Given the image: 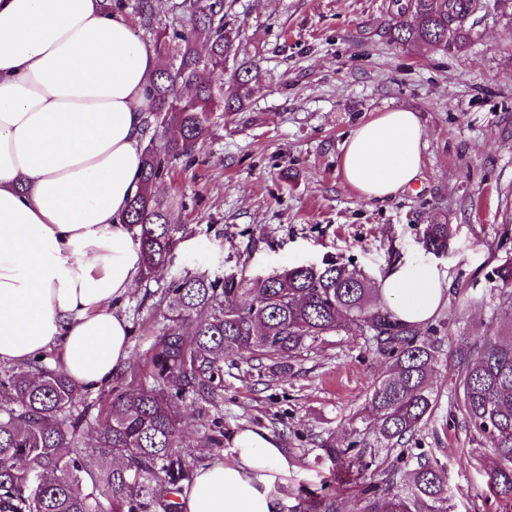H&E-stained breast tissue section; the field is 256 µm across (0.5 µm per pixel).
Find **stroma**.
Masks as SVG:
<instances>
[{
	"mask_svg": "<svg viewBox=\"0 0 512 512\" xmlns=\"http://www.w3.org/2000/svg\"><path fill=\"white\" fill-rule=\"evenodd\" d=\"M226 26L239 62L261 69L242 109L210 114L207 137L187 156L168 157L154 186L171 221L184 225L169 266L137 280L116 306L136 363L169 313L171 280L205 275L263 277L333 259L377 280L393 258L438 264L447 300L423 335L440 340L437 404L412 439L376 454L374 469L410 472L436 461L450 512H502L482 462L485 439L466 429L453 403L460 355L491 326L499 303L492 281L512 258V6L485 0L466 50L393 43L392 0H227ZM405 108L424 128L416 182L386 201L362 199L337 162L345 140L377 114ZM449 225L448 250L428 252V225ZM388 366L360 336L329 335L292 357L224 361V399L214 410L224 436L245 428L272 435L290 461L273 493L292 512L299 488L327 491L337 512H360L326 448L357 442L374 451L360 410Z\"/></svg>",
	"mask_w": 512,
	"mask_h": 512,
	"instance_id": "1",
	"label": "stroma"
}]
</instances>
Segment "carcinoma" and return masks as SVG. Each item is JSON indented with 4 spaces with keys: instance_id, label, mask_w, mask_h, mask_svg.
I'll return each mask as SVG.
<instances>
[{
    "instance_id": "cac0c4a2",
    "label": "carcinoma",
    "mask_w": 512,
    "mask_h": 512,
    "mask_svg": "<svg viewBox=\"0 0 512 512\" xmlns=\"http://www.w3.org/2000/svg\"><path fill=\"white\" fill-rule=\"evenodd\" d=\"M388 32L401 46L464 49L470 20L484 0H393ZM139 28L155 36L159 65L146 89L151 105L144 133L165 117L178 136L143 155L139 192L125 223L138 243L141 271L149 278L169 262L184 226L153 195L168 172L167 156L186 154L205 139L213 112L239 109L255 79L243 66L229 87L209 75L224 72L237 55L238 33L224 24V0H170L160 17L155 0H112ZM449 226L431 224L428 250L448 248ZM173 307L142 361L130 367L150 385L119 383L95 418L93 448L86 446L88 405L81 387L38 359L23 369L0 368V512H180L176 493L190 483L195 459L184 443L191 418L224 395V357L259 360L292 356L323 336L360 333L389 366L364 410L379 448L394 449L425 426L436 406L431 388L439 347L421 327L400 322L379 289L344 263L286 268L238 281L185 277L167 286ZM497 314L507 329L475 340L463 354L455 402L469 430L491 442L489 492L512 512V290L500 292ZM354 463L341 481L357 491L361 512H448L441 467L420 459L406 488L395 489L390 468L366 478ZM106 499L109 509L102 507ZM299 512H336L325 492L300 489Z\"/></svg>"
}]
</instances>
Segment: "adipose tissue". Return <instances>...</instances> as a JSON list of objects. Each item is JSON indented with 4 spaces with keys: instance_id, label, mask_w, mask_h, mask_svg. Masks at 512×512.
<instances>
[{
    "instance_id": "obj_1",
    "label": "adipose tissue",
    "mask_w": 512,
    "mask_h": 512,
    "mask_svg": "<svg viewBox=\"0 0 512 512\" xmlns=\"http://www.w3.org/2000/svg\"><path fill=\"white\" fill-rule=\"evenodd\" d=\"M152 42L103 0H0V363L55 351L72 382L99 387L125 365L129 325L114 307L140 273L122 222L140 189ZM416 112L359 125L340 170L366 200L394 198L422 165ZM377 286L402 322L441 308L448 274L393 261ZM288 459L265 431L232 437V455L196 469L181 512H276L272 486Z\"/></svg>"
}]
</instances>
